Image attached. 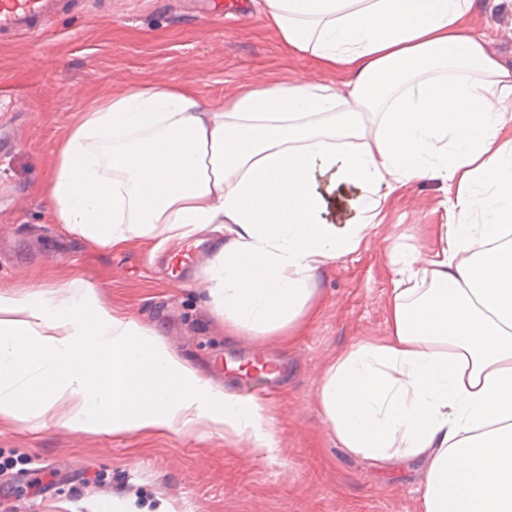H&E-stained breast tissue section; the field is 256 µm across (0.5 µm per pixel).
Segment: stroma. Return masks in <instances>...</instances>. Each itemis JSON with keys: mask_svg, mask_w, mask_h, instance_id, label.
Listing matches in <instances>:
<instances>
[{"mask_svg": "<svg viewBox=\"0 0 512 512\" xmlns=\"http://www.w3.org/2000/svg\"><path fill=\"white\" fill-rule=\"evenodd\" d=\"M229 0H75L37 37L0 41V288L56 292L74 279L97 286L101 303L157 326L165 343L215 384L258 393L275 416L271 456L247 436L87 433L0 421V512H421L423 466L379 463L340 448L317 392L344 348L386 331L394 253H431L447 223L445 186L411 184L358 251L329 264L315 282L318 312L297 336H231L215 316L205 266L182 278L176 256H212L215 240L154 250L130 237L96 244L54 223L40 187L59 144L94 98L155 81L176 82L208 100L241 86L293 81L342 83L284 46L262 17V0L242 15ZM491 53L512 66V0H474L468 18ZM287 363L276 381L234 369L240 349Z\"/></svg>", "mask_w": 512, "mask_h": 512, "instance_id": "35a3bbf8", "label": "stroma"}]
</instances>
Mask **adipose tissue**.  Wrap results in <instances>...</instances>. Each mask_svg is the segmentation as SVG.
Masks as SVG:
<instances>
[{"label": "adipose tissue", "mask_w": 512, "mask_h": 512, "mask_svg": "<svg viewBox=\"0 0 512 512\" xmlns=\"http://www.w3.org/2000/svg\"><path fill=\"white\" fill-rule=\"evenodd\" d=\"M473 0H263L268 27L342 88L299 79L205 100L176 83L100 97L42 191L55 223L101 245L218 234L207 274L229 335H295L313 284L410 184L446 185L431 256L394 258L388 331L339 353L318 390L350 454L428 463L422 512H512V66L465 21ZM329 175L327 185L318 178ZM355 217L336 221V189ZM91 433L206 426L277 446L268 409L215 385L154 326L65 296L0 291V418Z\"/></svg>", "instance_id": "ef3b65f1"}]
</instances>
